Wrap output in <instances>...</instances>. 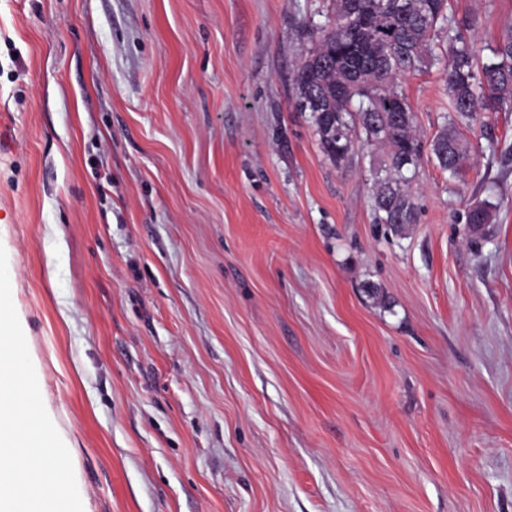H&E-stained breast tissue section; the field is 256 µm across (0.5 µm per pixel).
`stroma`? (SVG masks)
Returning <instances> with one entry per match:
<instances>
[{"mask_svg":"<svg viewBox=\"0 0 512 512\" xmlns=\"http://www.w3.org/2000/svg\"><path fill=\"white\" fill-rule=\"evenodd\" d=\"M330 8L0 0V247L83 512H512V112L394 232L383 150L295 108ZM401 86L430 142L442 72Z\"/></svg>","mask_w":512,"mask_h":512,"instance_id":"35a3bbf8","label":"stroma"}]
</instances>
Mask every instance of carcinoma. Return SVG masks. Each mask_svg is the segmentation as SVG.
<instances>
[{
	"mask_svg": "<svg viewBox=\"0 0 512 512\" xmlns=\"http://www.w3.org/2000/svg\"><path fill=\"white\" fill-rule=\"evenodd\" d=\"M448 6V0H333L325 22L311 29L314 47L295 75L296 109L309 114L327 159L343 161L357 140L385 150L374 206L378 222L397 233L416 222L412 186L422 154L401 79L427 62L442 70L452 117L432 139L430 155L451 177L474 148L466 133L492 150L490 116L512 112V19L481 63L466 36L481 19H458ZM331 128L337 136L329 135ZM494 209L487 199L472 204L466 223L488 224Z\"/></svg>",
	"mask_w": 512,
	"mask_h": 512,
	"instance_id": "cac0c4a2",
	"label": "carcinoma"
}]
</instances>
